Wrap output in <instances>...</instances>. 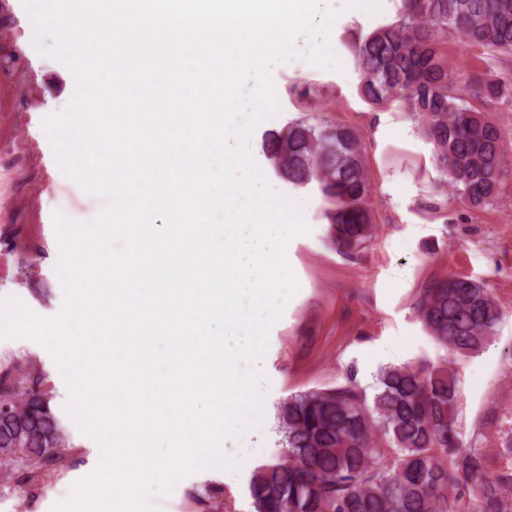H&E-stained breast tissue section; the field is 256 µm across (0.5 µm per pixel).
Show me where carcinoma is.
<instances>
[{
  "label": "carcinoma",
  "instance_id": "obj_1",
  "mask_svg": "<svg viewBox=\"0 0 512 512\" xmlns=\"http://www.w3.org/2000/svg\"><path fill=\"white\" fill-rule=\"evenodd\" d=\"M476 48L502 75L476 77L468 96L448 74V37ZM345 42L360 74L358 94L374 108L397 103L433 146L450 191L474 209L500 195L509 165L502 129L470 102L509 89L512 0H399L394 20ZM263 153L294 187L315 183L336 252L359 254L371 239V179L352 128L314 115L263 137ZM413 309L426 333L454 356L479 354L502 313L486 284L468 276L427 280ZM372 392L356 373L332 388L295 392L276 407L279 458L253 470L252 512H512V472L492 471L464 445L457 379L447 365H386ZM36 377L0 376V455L28 483L56 473L70 448L67 430Z\"/></svg>",
  "mask_w": 512,
  "mask_h": 512
}]
</instances>
